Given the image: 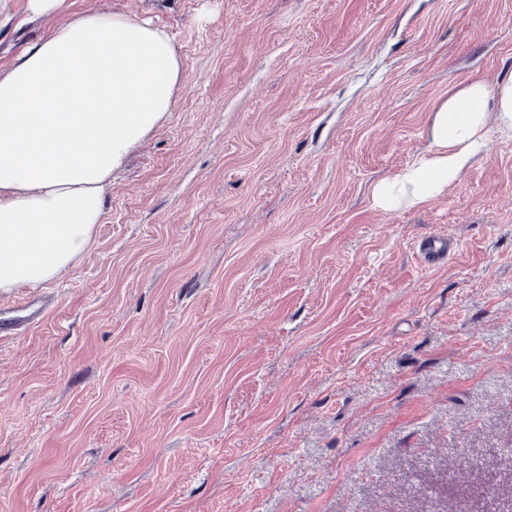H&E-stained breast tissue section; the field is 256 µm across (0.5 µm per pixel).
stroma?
<instances>
[{"label":"stroma","mask_w":512,"mask_h":512,"mask_svg":"<svg viewBox=\"0 0 512 512\" xmlns=\"http://www.w3.org/2000/svg\"><path fill=\"white\" fill-rule=\"evenodd\" d=\"M106 2L182 75L0 333V512H512V139L372 204L451 90L512 72V0H0V69ZM454 239L447 236H428L419 244V254L428 263H441L454 246ZM42 313L41 297L29 296L16 305L0 307V323L9 326V330L17 332L40 317Z\"/></svg>","instance_id":"1"}]
</instances>
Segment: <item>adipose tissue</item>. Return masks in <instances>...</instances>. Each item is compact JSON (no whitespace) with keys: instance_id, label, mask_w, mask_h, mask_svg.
Wrapping results in <instances>:
<instances>
[{"instance_id":"ef3b65f1","label":"adipose tissue","mask_w":512,"mask_h":512,"mask_svg":"<svg viewBox=\"0 0 512 512\" xmlns=\"http://www.w3.org/2000/svg\"><path fill=\"white\" fill-rule=\"evenodd\" d=\"M180 77L168 34L106 6L54 25L0 71V292L47 282L87 249L113 172L170 112ZM495 132L512 136V74L451 92L428 149L375 185L373 205L446 194Z\"/></svg>"}]
</instances>
